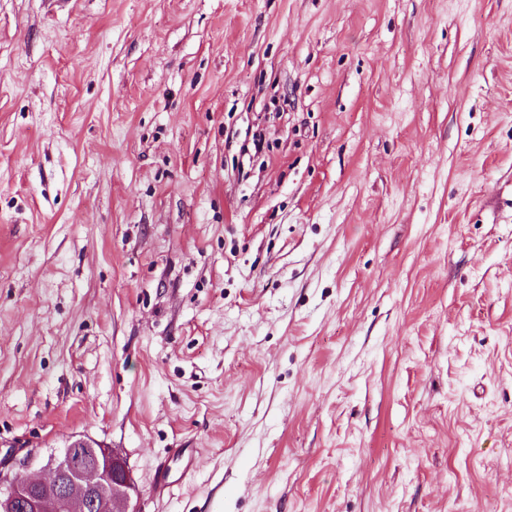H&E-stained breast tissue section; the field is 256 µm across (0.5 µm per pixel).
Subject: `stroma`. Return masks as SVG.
<instances>
[{
  "instance_id": "35a3bbf8",
  "label": "stroma",
  "mask_w": 512,
  "mask_h": 512,
  "mask_svg": "<svg viewBox=\"0 0 512 512\" xmlns=\"http://www.w3.org/2000/svg\"><path fill=\"white\" fill-rule=\"evenodd\" d=\"M79 434L141 512H512V0H0V447Z\"/></svg>"
}]
</instances>
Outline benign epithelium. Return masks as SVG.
<instances>
[{"label":"benign epithelium","mask_w":512,"mask_h":512,"mask_svg":"<svg viewBox=\"0 0 512 512\" xmlns=\"http://www.w3.org/2000/svg\"><path fill=\"white\" fill-rule=\"evenodd\" d=\"M8 451L0 457V512H140L138 489L124 456L76 435L43 474L15 470Z\"/></svg>","instance_id":"obj_1"}]
</instances>
